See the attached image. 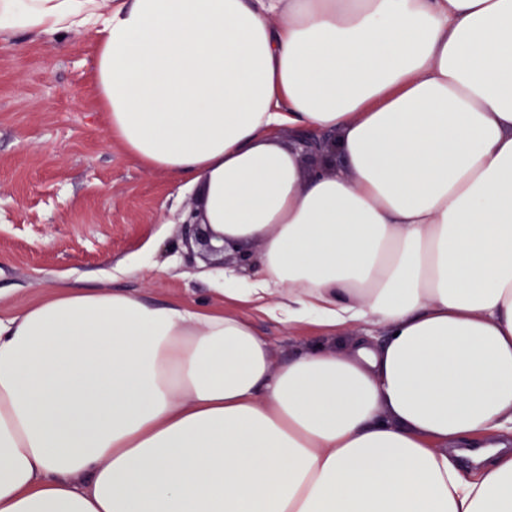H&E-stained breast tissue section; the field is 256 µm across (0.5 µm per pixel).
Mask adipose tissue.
I'll use <instances>...</instances> for the list:
<instances>
[{
  "mask_svg": "<svg viewBox=\"0 0 512 512\" xmlns=\"http://www.w3.org/2000/svg\"><path fill=\"white\" fill-rule=\"evenodd\" d=\"M15 30L92 33L110 137L259 254L226 311L0 315V512H512V0H0ZM242 307L370 332L276 365ZM336 141L333 133H320L303 136L299 139L301 156L310 160H322Z\"/></svg>",
  "mask_w": 512,
  "mask_h": 512,
  "instance_id": "obj_1",
  "label": "adipose tissue"
}]
</instances>
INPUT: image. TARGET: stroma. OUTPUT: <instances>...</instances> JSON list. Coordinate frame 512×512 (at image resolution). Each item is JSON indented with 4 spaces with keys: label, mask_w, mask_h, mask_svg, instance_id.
I'll return each mask as SVG.
<instances>
[{
    "label": "stroma",
    "mask_w": 512,
    "mask_h": 512,
    "mask_svg": "<svg viewBox=\"0 0 512 512\" xmlns=\"http://www.w3.org/2000/svg\"><path fill=\"white\" fill-rule=\"evenodd\" d=\"M93 71L87 34H0V313L44 296L57 273L149 303L223 308L216 269L182 237L195 194L109 140ZM242 314L276 363L324 340L313 326Z\"/></svg>",
    "instance_id": "stroma-1"
}]
</instances>
